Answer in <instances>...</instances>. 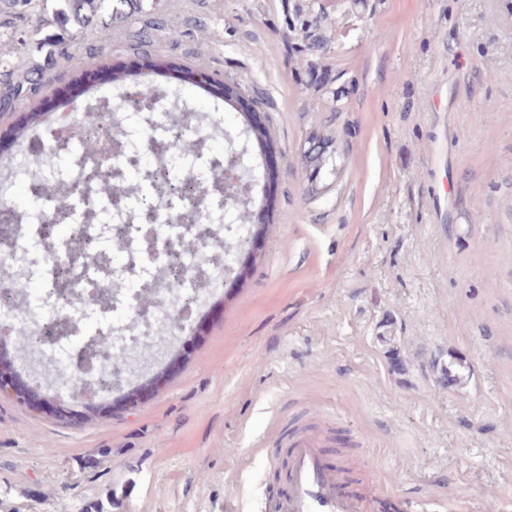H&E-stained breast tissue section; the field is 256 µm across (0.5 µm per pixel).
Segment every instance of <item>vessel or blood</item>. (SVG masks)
<instances>
[{"label":"vessel or blood","mask_w":512,"mask_h":512,"mask_svg":"<svg viewBox=\"0 0 512 512\" xmlns=\"http://www.w3.org/2000/svg\"><path fill=\"white\" fill-rule=\"evenodd\" d=\"M288 445L287 486L277 495L275 512H371L372 496L351 489L343 467L327 465L324 437L296 431Z\"/></svg>","instance_id":"1"}]
</instances>
